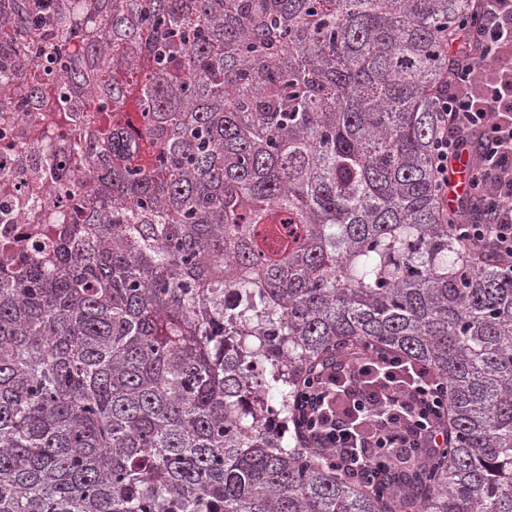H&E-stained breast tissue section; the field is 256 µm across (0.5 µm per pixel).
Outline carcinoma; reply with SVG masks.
Masks as SVG:
<instances>
[{"mask_svg": "<svg viewBox=\"0 0 512 512\" xmlns=\"http://www.w3.org/2000/svg\"><path fill=\"white\" fill-rule=\"evenodd\" d=\"M470 5L0 0V113H85L53 162L96 168L0 265V512H512V270L430 162ZM366 341L448 383L401 491L285 443Z\"/></svg>", "mask_w": 512, "mask_h": 512, "instance_id": "obj_1", "label": "carcinoma"}]
</instances>
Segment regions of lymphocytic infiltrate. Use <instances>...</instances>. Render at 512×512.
Wrapping results in <instances>:
<instances>
[{
    "label": "lymphocytic infiltrate",
    "mask_w": 512,
    "mask_h": 512,
    "mask_svg": "<svg viewBox=\"0 0 512 512\" xmlns=\"http://www.w3.org/2000/svg\"><path fill=\"white\" fill-rule=\"evenodd\" d=\"M471 37L438 100L434 185L437 194H447L454 162L477 141L480 160L469 185L483 199V221L455 219L451 228L467 248L512 266V0H481ZM293 407L305 447L328 449L338 469L367 486L382 470L449 446L447 383L373 343L307 371Z\"/></svg>",
    "instance_id": "f902f5d3"
}]
</instances>
